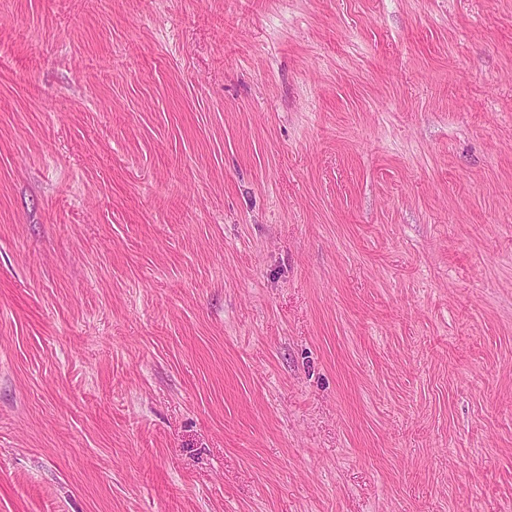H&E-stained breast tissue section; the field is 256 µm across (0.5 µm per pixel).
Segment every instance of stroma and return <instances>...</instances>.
<instances>
[{"mask_svg":"<svg viewBox=\"0 0 512 512\" xmlns=\"http://www.w3.org/2000/svg\"><path fill=\"white\" fill-rule=\"evenodd\" d=\"M0 512H512V0H0Z\"/></svg>","mask_w":512,"mask_h":512,"instance_id":"stroma-1","label":"stroma"}]
</instances>
